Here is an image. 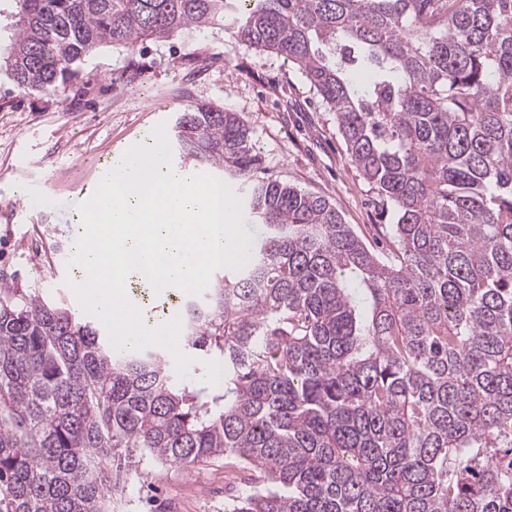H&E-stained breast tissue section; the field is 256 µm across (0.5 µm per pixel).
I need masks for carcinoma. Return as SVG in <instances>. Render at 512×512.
Here are the masks:
<instances>
[{"label":"carcinoma","instance_id":"carcinoma-1","mask_svg":"<svg viewBox=\"0 0 512 512\" xmlns=\"http://www.w3.org/2000/svg\"><path fill=\"white\" fill-rule=\"evenodd\" d=\"M0 78L59 92L102 47L230 27L296 65L396 208L379 257L277 180L236 112L185 109L180 155L247 189L268 236L181 303L184 346L117 354L100 324L0 288V512H112V470L235 455L227 512H512V0H14ZM357 63L371 80L356 83Z\"/></svg>","mask_w":512,"mask_h":512}]
</instances>
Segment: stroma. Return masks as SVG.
<instances>
[{"label":"stroma","mask_w":512,"mask_h":512,"mask_svg":"<svg viewBox=\"0 0 512 512\" xmlns=\"http://www.w3.org/2000/svg\"><path fill=\"white\" fill-rule=\"evenodd\" d=\"M206 103L251 127L261 156L256 178L288 183L335 203L346 223L377 248L391 206L350 162L335 112L283 56L230 34L105 47L88 58L64 94L20 92L0 82V286L77 307L68 261L75 251L84 189L113 153L142 131ZM39 185L44 197L24 200ZM228 461L192 468L142 458L123 473L112 512H224Z\"/></svg>","instance_id":"stroma-1"}]
</instances>
